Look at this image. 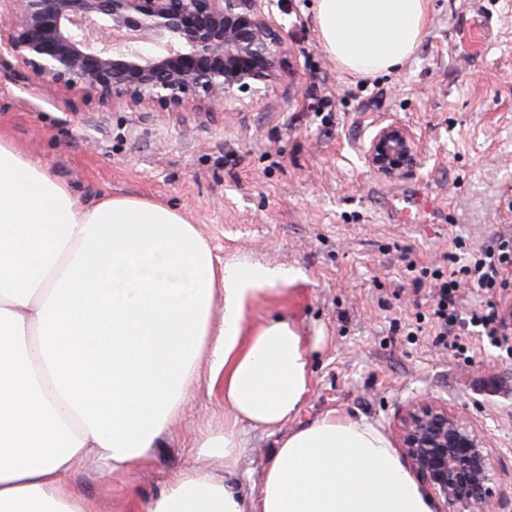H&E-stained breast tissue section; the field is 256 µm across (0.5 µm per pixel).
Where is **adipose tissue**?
I'll return each instance as SVG.
<instances>
[{
  "instance_id": "1",
  "label": "adipose tissue",
  "mask_w": 512,
  "mask_h": 512,
  "mask_svg": "<svg viewBox=\"0 0 512 512\" xmlns=\"http://www.w3.org/2000/svg\"><path fill=\"white\" fill-rule=\"evenodd\" d=\"M314 20L342 71L371 75L416 52L426 0H317ZM299 277L220 261L166 206L85 198L0 136V512H97L72 469L144 464L203 356L224 396L215 466L172 476L148 512H435L372 423L329 412L292 426L311 340L249 312ZM252 433L275 439L254 490L234 479Z\"/></svg>"
}]
</instances>
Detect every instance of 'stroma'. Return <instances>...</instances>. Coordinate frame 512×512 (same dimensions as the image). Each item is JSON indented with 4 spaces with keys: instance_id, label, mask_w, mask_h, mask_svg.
Instances as JSON below:
<instances>
[{
    "instance_id": "stroma-1",
    "label": "stroma",
    "mask_w": 512,
    "mask_h": 512,
    "mask_svg": "<svg viewBox=\"0 0 512 512\" xmlns=\"http://www.w3.org/2000/svg\"><path fill=\"white\" fill-rule=\"evenodd\" d=\"M288 59L259 92L222 112H160L85 100L24 81L0 62V132L84 196H126L174 208L216 256L299 270L267 294L253 321L282 313L320 342L297 418L330 410L394 436L416 400L468 416L492 454L496 512H512V358L482 343L454 357L416 315L429 307L407 267L441 265L454 238L473 250L512 234V0H428L426 36L391 74L343 73L326 52L308 0H277ZM493 30L465 50L458 16ZM413 132L418 164L388 179L365 153L376 131ZM430 211L396 217L412 195ZM224 433V398L200 386L174 428L124 473L84 459L71 486L99 512H146L177 472L210 467L199 442Z\"/></svg>"
}]
</instances>
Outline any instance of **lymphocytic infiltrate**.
<instances>
[{"label":"lymphocytic infiltrate","mask_w":512,"mask_h":512,"mask_svg":"<svg viewBox=\"0 0 512 512\" xmlns=\"http://www.w3.org/2000/svg\"><path fill=\"white\" fill-rule=\"evenodd\" d=\"M444 259L445 266L421 268L412 280L417 289L426 283L431 286L429 315L440 341L454 355H466L469 330L476 327L490 345L512 354V308L496 301L512 287V235H496L465 258L448 251ZM466 288L481 292L486 303L465 320L458 314V304Z\"/></svg>","instance_id":"1"}]
</instances>
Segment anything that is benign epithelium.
Wrapping results in <instances>:
<instances>
[{
	"label": "benign epithelium",
	"instance_id": "obj_1",
	"mask_svg": "<svg viewBox=\"0 0 512 512\" xmlns=\"http://www.w3.org/2000/svg\"><path fill=\"white\" fill-rule=\"evenodd\" d=\"M17 15L5 48L23 77L88 100L128 99L162 112H215L267 83L288 47L265 0H6ZM160 48L155 54L141 44ZM369 168L395 178L417 164L413 133L389 124L365 154ZM398 445L430 490L436 512H474L493 500L486 439L448 405L413 403Z\"/></svg>",
	"mask_w": 512,
	"mask_h": 512
}]
</instances>
